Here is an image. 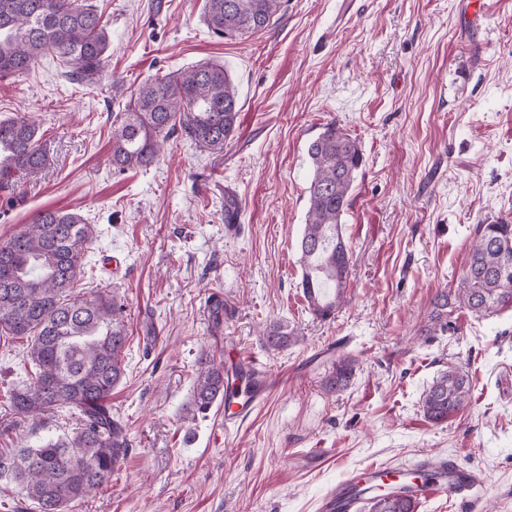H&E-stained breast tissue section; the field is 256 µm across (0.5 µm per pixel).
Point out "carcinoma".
<instances>
[{
	"mask_svg": "<svg viewBox=\"0 0 512 512\" xmlns=\"http://www.w3.org/2000/svg\"><path fill=\"white\" fill-rule=\"evenodd\" d=\"M284 0H206L204 23L224 39L264 31ZM110 44L106 24L87 0H0V80L27 74L42 58L60 59L72 79L96 83L104 73ZM237 89L227 69L203 63L162 78H149L131 93L112 119V167L119 172L148 169L161 143L180 134L201 152L221 153L234 137ZM40 123L27 116L0 120V190L15 194L21 178L46 161ZM311 167L308 210L298 243L301 287L313 315L327 319L345 302L351 255L342 219L362 166L358 142L329 122L307 148ZM241 201L224 193V223H239ZM96 230L86 218L63 209H44L24 229L0 239V330L29 339L34 376L8 392L21 417L75 409L79 425L71 433L36 448L0 451V479L16 484L38 512H72L94 491L111 486L131 441L112 417L109 404L124 375L121 354L128 341L124 305L106 293L79 298L73 286L83 269ZM512 303V224H478L466 269L454 293L434 298L422 336L448 331L451 309L492 315ZM289 325L275 321L262 331L272 351L297 342ZM355 360L340 356L323 384L344 390ZM469 374L448 367L425 390L422 409L434 424L468 404ZM224 396V360L202 354L195 369L185 418L193 421ZM418 501L387 487L367 502L368 512H417Z\"/></svg>",
	"mask_w": 512,
	"mask_h": 512,
	"instance_id": "cac0c4a2",
	"label": "carcinoma"
}]
</instances>
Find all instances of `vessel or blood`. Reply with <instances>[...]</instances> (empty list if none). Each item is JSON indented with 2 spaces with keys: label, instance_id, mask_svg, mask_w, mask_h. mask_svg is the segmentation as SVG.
I'll list each match as a JSON object with an SVG mask.
<instances>
[{
  "label": "vessel or blood",
  "instance_id": "b4317fda",
  "mask_svg": "<svg viewBox=\"0 0 512 512\" xmlns=\"http://www.w3.org/2000/svg\"><path fill=\"white\" fill-rule=\"evenodd\" d=\"M272 375L251 356L240 354L224 373V427L234 428L267 397ZM483 475L459 465L454 459L421 458L405 468L370 465L337 484L323 499L319 512H359L360 503L379 489L399 487L417 500L453 499L459 512H478Z\"/></svg>",
  "mask_w": 512,
  "mask_h": 512
}]
</instances>
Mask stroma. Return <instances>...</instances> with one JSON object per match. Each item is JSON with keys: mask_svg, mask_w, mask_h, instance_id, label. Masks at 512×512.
Returning <instances> with one entry per match:
<instances>
[{"mask_svg": "<svg viewBox=\"0 0 512 512\" xmlns=\"http://www.w3.org/2000/svg\"><path fill=\"white\" fill-rule=\"evenodd\" d=\"M110 35L105 78L78 85L59 59L0 81V120L42 119L47 163L14 199L0 192V238L44 208L79 210L96 227L75 291L123 301L130 337L112 413L132 447L106 491L74 512H317L369 465L454 457L487 477L483 512H512V308L454 309L423 340L434 297L462 274L474 227L512 222V0H287L246 39L212 37L204 0H92ZM213 61L238 92L223 153L182 138L149 170L115 172L112 114L143 80ZM363 153L344 216L350 294L331 319L302 293L298 241L308 210L307 146L328 122ZM242 203L224 224V194ZM224 297L211 333L208 296ZM281 321L297 343L270 351ZM28 342L0 336V449L71 432L69 410L15 415L7 393L32 369ZM244 352L279 378L239 427L224 409L185 420L202 352ZM349 386L323 389L338 356ZM468 371L470 403L428 421L425 389ZM262 343L272 351L288 347L298 340V334L288 324L280 321L269 323L262 331Z\"/></svg>", "mask_w": 512, "mask_h": 512, "instance_id": "obj_1", "label": "stroma"}]
</instances>
